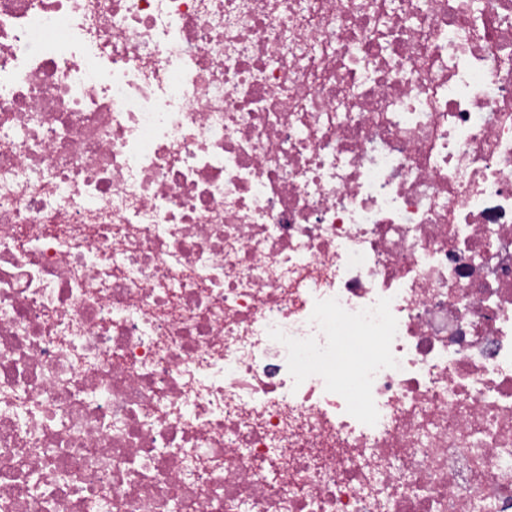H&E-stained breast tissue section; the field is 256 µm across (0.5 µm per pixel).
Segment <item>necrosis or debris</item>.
<instances>
[{"label": "necrosis or debris", "instance_id": "necrosis-or-debris-1", "mask_svg": "<svg viewBox=\"0 0 512 512\" xmlns=\"http://www.w3.org/2000/svg\"><path fill=\"white\" fill-rule=\"evenodd\" d=\"M512 512V0H0V512Z\"/></svg>", "mask_w": 512, "mask_h": 512}]
</instances>
